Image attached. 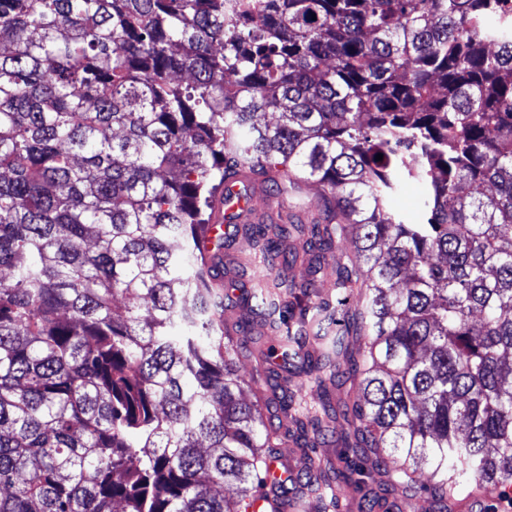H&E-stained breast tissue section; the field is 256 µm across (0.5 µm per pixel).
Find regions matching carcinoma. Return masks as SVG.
<instances>
[{
	"instance_id": "obj_1",
	"label": "carcinoma",
	"mask_w": 512,
	"mask_h": 512,
	"mask_svg": "<svg viewBox=\"0 0 512 512\" xmlns=\"http://www.w3.org/2000/svg\"><path fill=\"white\" fill-rule=\"evenodd\" d=\"M500 2L0 0V512H247L284 438L316 448L339 421L295 501L333 512L344 483L377 512L375 472L437 512L462 488L512 509ZM242 168L281 195L322 185L311 223L244 226L238 266L264 279L246 307L273 332L253 401L204 255ZM407 181L416 223L392 206ZM349 234L357 263L333 254ZM329 263L336 295L305 304Z\"/></svg>"
}]
</instances>
